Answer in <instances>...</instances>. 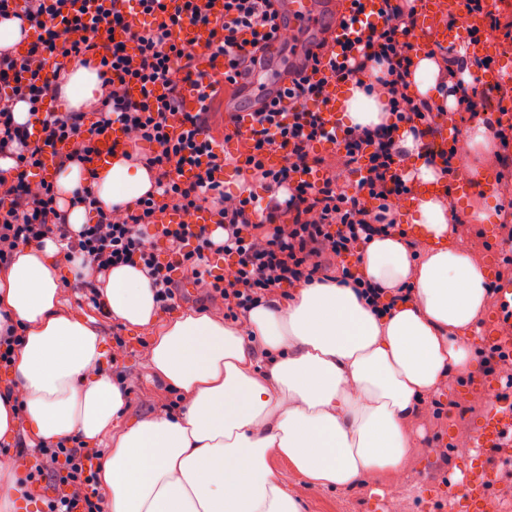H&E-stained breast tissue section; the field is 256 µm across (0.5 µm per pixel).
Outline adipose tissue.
I'll return each instance as SVG.
<instances>
[{
    "label": "adipose tissue",
    "instance_id": "obj_1",
    "mask_svg": "<svg viewBox=\"0 0 512 512\" xmlns=\"http://www.w3.org/2000/svg\"><path fill=\"white\" fill-rule=\"evenodd\" d=\"M67 110L85 112L100 97L96 66L64 64ZM438 64L413 59L409 92L458 107L439 91ZM363 86L345 87L338 117L347 126L388 120L387 99ZM486 125L457 141L459 178L485 170L471 163L497 149ZM62 222L71 232L95 222L72 204L91 185L104 212L133 205L153 188L146 166L114 157L88 176L76 162L55 171ZM401 221L447 235L434 247L418 234L373 237L355 260L360 285L336 280L301 284L265 301L238 322L217 311L168 313L156 304L140 266L111 268L102 284L107 317L152 336L148 374L180 394L183 409L118 422L127 393L106 368L112 356L89 314L64 304L62 256L52 240L21 246L0 267V326L23 325L0 397V439L23 430L28 445L72 438L93 445L111 438L98 468L107 512H300L271 458L287 460L297 479L317 487L352 489L398 471L413 452L409 422L429 410V398L455 375L463 398L478 367L473 356L487 299L486 268L451 241L454 212L439 195L397 202ZM396 288L405 296L372 307L361 285Z\"/></svg>",
    "mask_w": 512,
    "mask_h": 512
}]
</instances>
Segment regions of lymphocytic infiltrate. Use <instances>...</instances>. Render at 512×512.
<instances>
[{
	"label": "lymphocytic infiltrate",
	"mask_w": 512,
	"mask_h": 512,
	"mask_svg": "<svg viewBox=\"0 0 512 512\" xmlns=\"http://www.w3.org/2000/svg\"><path fill=\"white\" fill-rule=\"evenodd\" d=\"M279 0H224V16L210 18L205 0H182L179 12L166 14L164 0H110L105 11H90L77 0H0V19H20L36 38L23 57L0 50V266L12 248L43 243L51 238L63 246L74 279L94 307L102 296L90 272L105 273L124 263L140 265L147 273L160 309L176 297L175 275L191 272L193 282L211 298L224 302L230 319L245 314L274 291L298 283H323L335 261L359 253L376 233L394 231L395 204L410 192L403 173L404 151L397 132L407 128L427 161H441L449 179L457 177L454 147L437 146L445 113L441 106L417 100L407 93L412 62L417 53L412 34L417 27V0H382L381 26H369L364 42L349 38L319 40L291 68L283 90L265 109L251 113L250 135L238 154L214 151L209 134L211 109L220 85L237 86L241 72L261 57L271 36L289 41L291 34ZM463 13L481 14L482 23L467 27L469 41L512 40V0H466ZM138 16L131 31L135 50L114 41L112 28L127 25ZM190 16L205 33L204 46L223 53V81L200 83L196 55L169 41V28ZM252 29L255 39L238 41L241 29ZM440 62L438 85L450 90L461 113L482 120L496 135L501 152L500 185L512 192V125L494 119L495 108L512 101V82L489 88L465 82L466 69H485L489 60H460L435 46ZM94 57L102 80V96L95 122L82 112L42 113L46 102L57 100L65 60ZM53 64V78L43 77ZM380 68L378 82L388 97L392 123L375 128L344 127L331 137L311 102L327 103L337 86L360 83L371 68ZM139 84L141 98L128 94L129 84ZM199 86L200 107L183 109L184 92ZM29 105L30 114H42L38 134L29 124L17 123L14 107ZM292 108L291 122H282L284 108ZM183 127L173 135L170 121ZM120 125L126 148L149 144L140 161L151 171L155 189L134 208L120 214L102 213L90 187L73 194L74 204L99 212L93 224L83 225L70 237L58 222V196L52 181L39 178L46 148L66 144L57 164L80 163L95 171L97 143ZM332 141L318 150L321 141ZM278 149L283 164L266 166V152ZM248 175L249 183L238 195L224 192L219 175L226 168ZM320 172L312 182L308 173ZM261 191H254L253 182ZM183 214L181 222L163 223L167 210ZM217 214L225 236L215 242L208 226L191 223V216ZM227 257L229 273L215 272L211 256ZM42 466L28 472L29 481L49 477L55 494L44 512H104L97 486L96 455L79 441L40 445Z\"/></svg>",
	"instance_id": "1"
}]
</instances>
